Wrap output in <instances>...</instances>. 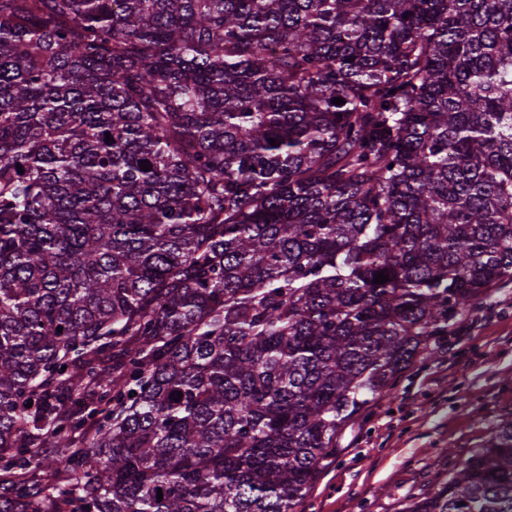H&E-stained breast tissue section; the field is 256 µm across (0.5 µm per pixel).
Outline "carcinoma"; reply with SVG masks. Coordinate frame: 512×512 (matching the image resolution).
Instances as JSON below:
<instances>
[{
  "mask_svg": "<svg viewBox=\"0 0 512 512\" xmlns=\"http://www.w3.org/2000/svg\"><path fill=\"white\" fill-rule=\"evenodd\" d=\"M511 282L512 0H0V512H294Z\"/></svg>",
  "mask_w": 512,
  "mask_h": 512,
  "instance_id": "carcinoma-1",
  "label": "carcinoma"
}]
</instances>
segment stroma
Here are the masks:
<instances>
[{"label":"stroma","instance_id":"1","mask_svg":"<svg viewBox=\"0 0 512 512\" xmlns=\"http://www.w3.org/2000/svg\"><path fill=\"white\" fill-rule=\"evenodd\" d=\"M512 415V283L345 426L295 512H402Z\"/></svg>","mask_w":512,"mask_h":512}]
</instances>
